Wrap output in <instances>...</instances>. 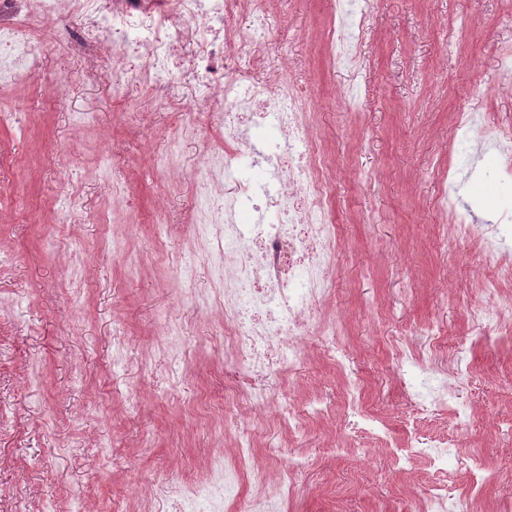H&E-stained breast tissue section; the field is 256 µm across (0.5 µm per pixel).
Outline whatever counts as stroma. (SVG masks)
Wrapping results in <instances>:
<instances>
[{"label": "stroma", "instance_id": "35a3bbf8", "mask_svg": "<svg viewBox=\"0 0 512 512\" xmlns=\"http://www.w3.org/2000/svg\"><path fill=\"white\" fill-rule=\"evenodd\" d=\"M283 18L271 59L288 55V76L316 106L314 132L336 164V210L344 224L338 243L335 292L328 304L343 322L341 339L364 380L367 402L396 407L403 384L391 347L437 324L454 337L470 329L473 290L448 285L449 274L471 279L464 244H440L429 207V174L444 154L454 112L493 108L512 117V95L487 102L485 90L500 50L512 49V0H375L361 54L366 89L356 112L331 109L332 88L347 75L324 67L330 0H274ZM457 44L447 48L449 29ZM32 82L7 92L20 104L19 128H0V296L22 301L15 320L0 322V512H72L76 496L96 512H121L127 490L157 483L167 463L183 477L199 476L216 448L232 450L238 432L211 419L187 420L181 398L208 388L224 400V349L211 342L217 315L181 303L185 292L212 286L206 266L180 282L172 256L190 246L198 206L193 177L220 142L211 129L177 157L180 183L148 172L154 147L174 128L139 94L115 100L91 83H74L58 103L42 99L47 82L83 61L55 51ZM90 112L92 126L72 116ZM452 155L460 196L478 219L512 215V182L494 178L492 155L474 158L467 137ZM125 194L113 200V184ZM72 195L60 223L58 194ZM165 194L164 211L152 209ZM126 237V252L112 237ZM168 316L182 332L180 357L191 371L169 391L150 351ZM122 332L128 358L112 362V336ZM344 371L315 358L301 380L283 383L294 400L337 399ZM474 411L448 451V481L467 490L468 463L484 461L495 477L475 503L480 512H512V403L485 396L512 387V346L496 343L474 356ZM410 433L393 422L383 447L358 448L343 426L310 424L283 436V452L304 457L306 493L296 512H411L430 478L426 460L396 465L397 444Z\"/></svg>", "mask_w": 512, "mask_h": 512}]
</instances>
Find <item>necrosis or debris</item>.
Masks as SVG:
<instances>
[{"instance_id": "necrosis-or-debris-1", "label": "necrosis or debris", "mask_w": 512, "mask_h": 512, "mask_svg": "<svg viewBox=\"0 0 512 512\" xmlns=\"http://www.w3.org/2000/svg\"><path fill=\"white\" fill-rule=\"evenodd\" d=\"M328 21L326 53L331 69L346 70L349 82L337 97L355 111L364 70L360 37L373 0H336ZM77 20L78 28L53 41L46 25ZM269 0H0V78L32 81L45 46L84 58H110L104 70L59 75L45 94L66 98L76 80L96 83L113 97L138 91L174 117V134L153 165L175 178L169 158L185 140L210 128L224 132L196 177L199 201L189 261L210 266L213 288L196 303L221 317L224 340V421L251 423L271 414L266 434L274 443L282 429L305 421L334 420L318 400L304 407L279 397L274 385L298 375L314 349L344 368L351 357L340 344L336 321L325 307L334 293L336 249L342 226L336 215L331 162L311 121L314 105L288 77V62L271 65L269 45L280 26ZM455 130L475 132L473 149L495 152L497 175L512 176V121L496 112L460 111ZM268 173L264 182L251 169ZM432 211L442 241L468 242L484 274L468 321L475 335L447 347L440 329L427 327L398 341L407 425L431 416L466 424L469 407L456 396L469 387L475 350L494 336L512 334V225L478 220L461 204L448 168L433 170ZM256 219L243 221L246 211ZM302 463L278 464L277 480L257 459L253 435L241 432L232 452L216 450L202 464L203 476L182 479L169 466L159 488L135 486L130 498L139 512H291L302 493Z\"/></svg>"}]
</instances>
